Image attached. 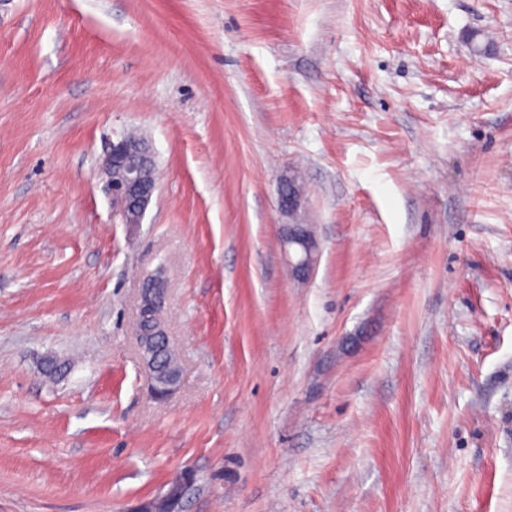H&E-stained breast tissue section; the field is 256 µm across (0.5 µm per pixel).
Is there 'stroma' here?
Wrapping results in <instances>:
<instances>
[{"label": "stroma", "mask_w": 512, "mask_h": 512, "mask_svg": "<svg viewBox=\"0 0 512 512\" xmlns=\"http://www.w3.org/2000/svg\"><path fill=\"white\" fill-rule=\"evenodd\" d=\"M187 471L183 512H512V0H0V512ZM135 159L140 163H135ZM147 165L154 169V162L147 155L143 141L126 137L112 143L102 162V170L108 177L114 203L120 208L124 223H141L152 198L155 180L146 187L142 179L143 167ZM282 242L288 251L292 273L298 277L308 275L316 261L317 241L309 224H284ZM293 255V256H292ZM164 298V285L159 279H148L143 288L137 321V336L142 360L152 380V393L158 399L169 397L175 391V384L165 391L156 389L157 372L154 360L159 346L169 339L161 318V299Z\"/></svg>", "instance_id": "obj_1"}]
</instances>
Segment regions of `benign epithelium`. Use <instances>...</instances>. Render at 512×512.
<instances>
[{
  "label": "benign epithelium",
  "instance_id": "1",
  "mask_svg": "<svg viewBox=\"0 0 512 512\" xmlns=\"http://www.w3.org/2000/svg\"><path fill=\"white\" fill-rule=\"evenodd\" d=\"M147 165H154L147 155L141 140L126 137L112 144L110 152L102 162V170L108 177L114 203L120 208L126 224L142 222L155 186H145L142 172ZM295 176L281 179L279 187L288 186V198L281 200L288 214H295L301 207V195L293 190ZM282 242L288 251L292 273L298 277L308 275L316 261L317 241L309 224H286L282 231ZM164 297L163 283L149 279L143 288L137 321V336L142 360L151 380H157L154 360L159 346L168 342L164 322L161 318V299Z\"/></svg>",
  "mask_w": 512,
  "mask_h": 512
}]
</instances>
